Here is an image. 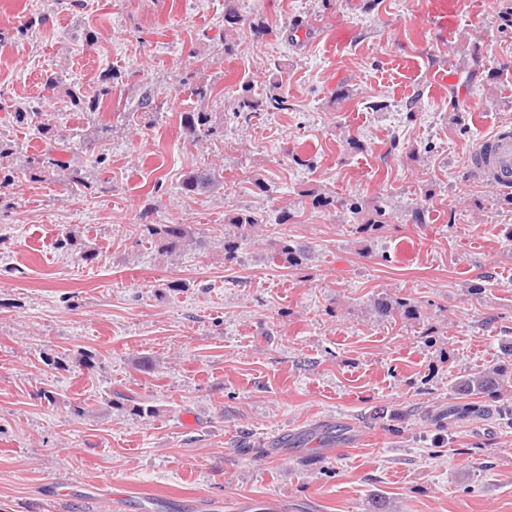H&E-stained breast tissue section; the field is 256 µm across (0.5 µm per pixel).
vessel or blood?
I'll use <instances>...</instances> for the list:
<instances>
[{"label": "vessel or blood", "mask_w": 512, "mask_h": 512, "mask_svg": "<svg viewBox=\"0 0 512 512\" xmlns=\"http://www.w3.org/2000/svg\"><path fill=\"white\" fill-rule=\"evenodd\" d=\"M457 11V0H432V14L441 30L451 28ZM469 163L474 180L512 190V132L499 128L479 140L469 153Z\"/></svg>", "instance_id": "vessel-or-blood-1"}]
</instances>
